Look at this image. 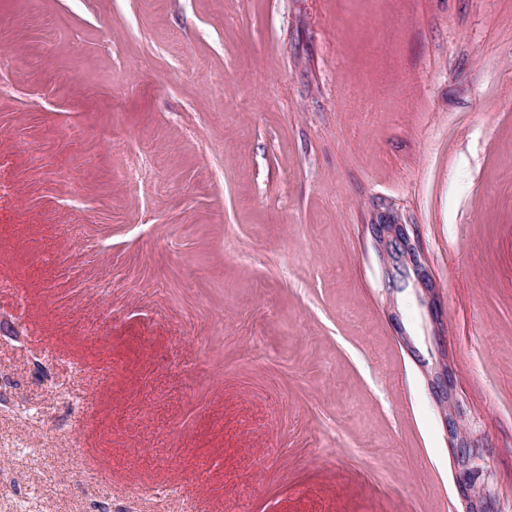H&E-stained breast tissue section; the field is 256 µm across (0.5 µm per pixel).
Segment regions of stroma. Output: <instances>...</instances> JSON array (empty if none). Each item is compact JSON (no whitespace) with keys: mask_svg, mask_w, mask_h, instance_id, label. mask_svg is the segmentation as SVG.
Returning <instances> with one entry per match:
<instances>
[{"mask_svg":"<svg viewBox=\"0 0 512 512\" xmlns=\"http://www.w3.org/2000/svg\"><path fill=\"white\" fill-rule=\"evenodd\" d=\"M443 359L512 512V0H0V512H465Z\"/></svg>","mask_w":512,"mask_h":512,"instance_id":"obj_1","label":"stroma"}]
</instances>
